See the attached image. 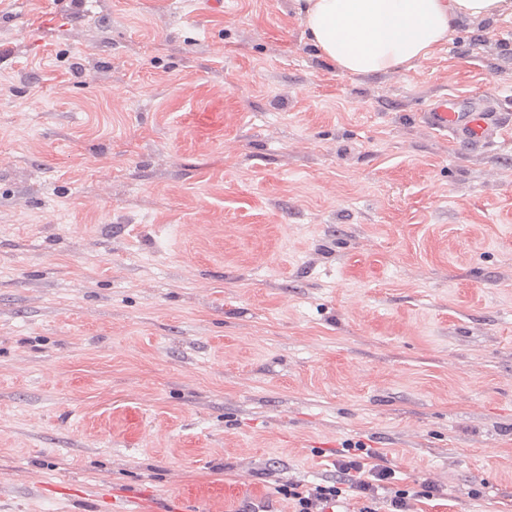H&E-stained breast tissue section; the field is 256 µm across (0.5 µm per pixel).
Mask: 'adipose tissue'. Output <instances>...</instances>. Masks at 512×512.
Listing matches in <instances>:
<instances>
[{"instance_id":"ef3b65f1","label":"adipose tissue","mask_w":512,"mask_h":512,"mask_svg":"<svg viewBox=\"0 0 512 512\" xmlns=\"http://www.w3.org/2000/svg\"><path fill=\"white\" fill-rule=\"evenodd\" d=\"M505 0H302L318 51L346 74L409 69L458 21L498 16Z\"/></svg>"}]
</instances>
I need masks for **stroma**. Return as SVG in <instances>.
<instances>
[{"label": "stroma", "instance_id": "obj_1", "mask_svg": "<svg viewBox=\"0 0 512 512\" xmlns=\"http://www.w3.org/2000/svg\"><path fill=\"white\" fill-rule=\"evenodd\" d=\"M512 0L341 74L298 0H0V512H288L383 453L512 512ZM503 109L478 95L448 94L437 98L423 116L434 129L448 132L454 145L469 149L487 147L493 138L512 126Z\"/></svg>", "mask_w": 512, "mask_h": 512}]
</instances>
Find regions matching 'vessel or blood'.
Returning a JSON list of instances; mask_svg holds the SVG:
<instances>
[{"label": "vessel or blood", "instance_id": "1", "mask_svg": "<svg viewBox=\"0 0 512 512\" xmlns=\"http://www.w3.org/2000/svg\"><path fill=\"white\" fill-rule=\"evenodd\" d=\"M423 116L432 128L447 132L452 144L469 149L487 147L512 123L503 109L478 95L441 96L424 110Z\"/></svg>", "mask_w": 512, "mask_h": 512}]
</instances>
